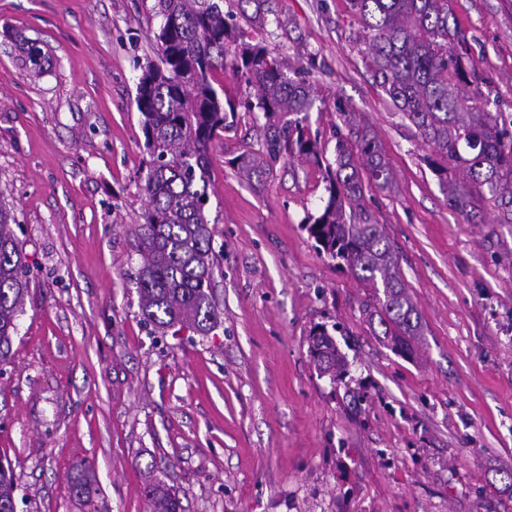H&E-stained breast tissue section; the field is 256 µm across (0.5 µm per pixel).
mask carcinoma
Returning a JSON list of instances; mask_svg holds the SVG:
<instances>
[{"mask_svg": "<svg viewBox=\"0 0 512 512\" xmlns=\"http://www.w3.org/2000/svg\"><path fill=\"white\" fill-rule=\"evenodd\" d=\"M369 31L367 57L373 76L393 106L431 148L427 163L448 206L475 224L485 223L482 202H494L495 224H512V133L499 125L488 103L466 96L476 78L474 63L458 50L464 43L450 23L448 0H351ZM163 18L157 39L164 67L142 71L135 102L143 116L149 156L142 185L147 209L137 225L142 257L139 308L161 328L187 325L201 334L220 321L211 289L216 267L213 230L205 213L210 182V144L230 129L237 113H263L264 149L238 157L251 180L284 159L322 163L324 151L309 134L313 88L301 69L271 55L267 46L240 41L223 0H157ZM231 59L245 95L226 96L212 84L214 71ZM348 132L336 134L334 161L326 164L327 200L303 221L326 256L341 260L371 289L370 318L404 352L422 335L419 313L408 294L395 249L363 203L365 185L382 189L392 172L376 132L350 115ZM16 219L0 201V362L10 360L16 319L28 293L23 246ZM310 355L322 374L343 380L344 356L326 327L310 334ZM75 484L88 494L94 483L81 463ZM154 512H181L179 499L160 486L149 490ZM11 466L0 463V512H16Z\"/></svg>", "mask_w": 512, "mask_h": 512, "instance_id": "obj_1", "label": "carcinoma"}]
</instances>
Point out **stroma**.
I'll return each mask as SVG.
<instances>
[{"label": "stroma", "instance_id": "1", "mask_svg": "<svg viewBox=\"0 0 512 512\" xmlns=\"http://www.w3.org/2000/svg\"><path fill=\"white\" fill-rule=\"evenodd\" d=\"M224 0L241 37L315 62L312 138L333 158L337 103L369 122L393 184L365 199L399 254L423 334L376 336L371 294L303 227L322 168L280 161L262 182L234 161L263 148L262 113L211 147L209 200L223 321L155 330L138 306L135 226L147 154L135 96L159 63L157 0H0V194L15 210L29 293L0 364V460L18 512H512V224L450 209L429 152L376 83L350 0ZM477 77L512 131V0H450ZM40 49L39 64L29 60ZM332 329V382L309 334ZM95 473L91 499L75 466ZM310 340V355L318 371L329 375L333 381H342L348 373L347 363L327 328H314ZM149 497L154 504V512H180L181 503L179 499L159 485L149 490Z\"/></svg>", "mask_w": 512, "mask_h": 512}]
</instances>
